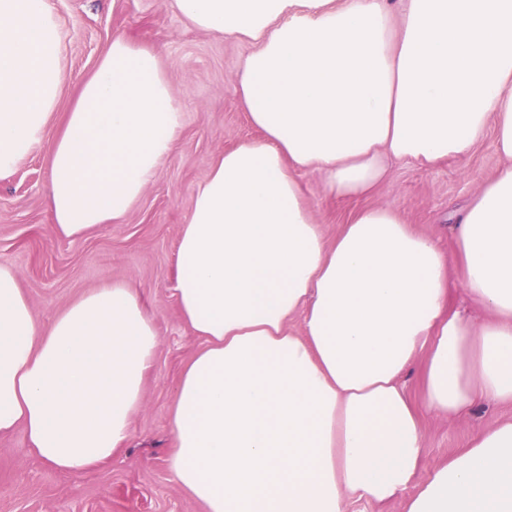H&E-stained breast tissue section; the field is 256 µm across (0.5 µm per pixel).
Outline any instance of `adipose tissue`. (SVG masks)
<instances>
[{
    "instance_id": "obj_1",
    "label": "adipose tissue",
    "mask_w": 512,
    "mask_h": 512,
    "mask_svg": "<svg viewBox=\"0 0 512 512\" xmlns=\"http://www.w3.org/2000/svg\"><path fill=\"white\" fill-rule=\"evenodd\" d=\"M195 29L249 45L235 94L258 138L194 194L175 293L202 346L169 412L173 480L206 512H512V419L424 470L423 416L512 403V0H172ZM48 0H0V175L38 147L53 230L77 239L141 199L183 128L161 50L114 37L45 141L66 80ZM494 131L508 160L450 248L391 207L327 239L301 173L371 196L390 164L432 169ZM476 301L481 320L451 301ZM159 345L138 292L107 283L49 325L0 263V435L77 477L131 432ZM421 370V401L403 377Z\"/></svg>"
}]
</instances>
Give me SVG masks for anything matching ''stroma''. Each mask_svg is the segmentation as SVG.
<instances>
[{
	"label": "stroma",
	"instance_id": "35a3bbf8",
	"mask_svg": "<svg viewBox=\"0 0 512 512\" xmlns=\"http://www.w3.org/2000/svg\"><path fill=\"white\" fill-rule=\"evenodd\" d=\"M62 26L66 86L44 138L64 129L66 113L113 37L163 49L162 65L182 105L180 139L142 198L118 224L78 239L56 234L48 220L51 172L44 149L0 176V263L13 265L42 323L107 282L136 288L154 317L160 345L123 450L104 467L64 474L30 452L23 430L0 436V512H205L172 479L169 408L182 367L200 345L175 295L177 240L196 185L218 154L257 137L235 95L248 45L190 27L168 0H49ZM493 135L468 157L434 169L398 162L371 201L398 211L423 234H442L486 180L503 165ZM314 219L327 237L359 201L324 196L319 173L299 176ZM512 417V404L489 402L448 421L426 417V466L464 447L478 428Z\"/></svg>",
	"mask_w": 512,
	"mask_h": 512
}]
</instances>
